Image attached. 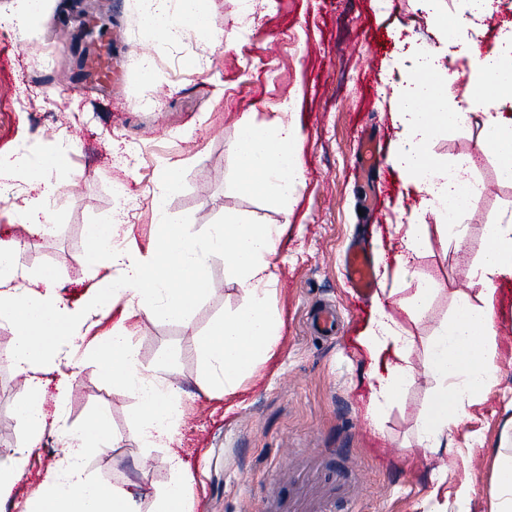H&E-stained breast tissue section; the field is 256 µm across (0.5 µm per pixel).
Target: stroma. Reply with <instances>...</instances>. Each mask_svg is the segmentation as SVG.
Masks as SVG:
<instances>
[{
	"instance_id": "stroma-1",
	"label": "stroma",
	"mask_w": 512,
	"mask_h": 512,
	"mask_svg": "<svg viewBox=\"0 0 512 512\" xmlns=\"http://www.w3.org/2000/svg\"><path fill=\"white\" fill-rule=\"evenodd\" d=\"M102 2L90 53L103 56L111 75L95 83L89 58H80L74 43L83 19L62 0H49L28 32L0 28V155L47 139L66 157V171L52 175L54 191L46 199L51 232L0 221V238L25 242L27 270L54 267L57 294L75 308L94 283L85 228L111 213L116 185L125 187L126 225L142 248L159 220L150 206L162 189L159 172L171 164L180 169L181 189L169 197L167 215L190 233L204 236L228 213L286 224L270 299L282 338L261 377L244 383L239 407L200 389L194 349L195 336L244 302L222 254L207 260L210 290L189 322L143 315L128 322L142 367L154 369L160 354L170 355L163 377L189 403L174 447L194 475L195 512H424L441 461L478 439L485 451L467 464L475 481L470 512H491L493 450L503 432H512V283L497 291L496 378L438 453L417 443L418 418L434 387L419 368L422 348L468 289L466 270L481 255L486 225L512 210V184L499 180L495 156L483 154L480 125L436 140L440 155L479 158L473 176L483 191L459 245L434 216L419 211V194L388 163L358 167L362 128H370L384 158L396 138L391 98L401 81L402 41L421 50L437 45L418 0H389L383 10L376 0H270L247 28L236 0H203L211 31L189 32L176 45L143 30L136 0ZM510 29L512 0H494L470 32L472 46L449 43L458 71L468 72L472 48L488 50ZM144 54L160 63L149 82L137 66ZM289 96L303 133L304 181L286 208L238 191L233 144L244 114L273 119ZM401 221L423 225L427 248L418 269L440 292L427 317L396 314L420 347L411 358L417 372L374 426L367 417L372 359L358 341L372 304L358 302L343 259L352 247L373 258L382 251L394 256L391 226ZM326 307L336 326L321 335L313 322ZM44 377L52 390L60 380L69 383L61 426L78 429L90 412L108 414L122 442L87 459L86 467L105 483L137 492L141 512H150L170 471L166 449L141 447L130 432L134 395L113 388L97 363L79 354L66 355ZM20 394L17 375L0 361V437L8 442L24 436L14 411ZM63 455L60 442L46 439L0 512H22Z\"/></svg>"
}]
</instances>
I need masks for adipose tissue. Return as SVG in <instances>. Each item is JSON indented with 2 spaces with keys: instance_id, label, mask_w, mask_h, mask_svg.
I'll return each instance as SVG.
<instances>
[{
  "instance_id": "adipose-tissue-1",
  "label": "adipose tissue",
  "mask_w": 512,
  "mask_h": 512,
  "mask_svg": "<svg viewBox=\"0 0 512 512\" xmlns=\"http://www.w3.org/2000/svg\"><path fill=\"white\" fill-rule=\"evenodd\" d=\"M138 2L143 29L169 44L180 43L189 30L211 28L210 19L198 8L200 0ZM420 2L439 46L427 52L412 49L406 55L410 65L393 97V120L399 132L389 162L404 184L419 193L422 212L434 215L439 228L460 241L465 235L464 218L481 194L471 176L474 163L468 157L447 160L436 155L432 145L470 121L474 101L495 102L497 111L484 113L481 121L482 145L496 156L501 177L512 179V117L503 113L504 107L512 108V33L503 35L488 53L474 54L464 96L451 97L448 87L457 71L443 45L450 40L466 42L467 25L449 18L444 0ZM294 105V99L286 98L275 119L260 121L248 113L239 120L233 151L240 193L284 205L293 199L304 179L301 130L290 119ZM64 167L60 155L16 154L6 170L20 174L29 184L46 186L51 171ZM125 217L124 207L118 206L104 222L88 226L86 248L110 274L95 283L82 305L73 309L55 291V269L38 270L31 285L18 283L24 268L23 249L15 240L0 239V325H8L13 333L5 359L27 376L16 402L25 436L11 448L12 467L0 468V501L10 496L27 458L46 433L56 434L65 448L63 459L47 472L25 512H140L131 492L119 485L107 486L86 469L88 457L120 442L111 432L107 415L91 414L80 430L69 431L49 422L43 405L40 369L53 363L62 347H83L96 316L121 306L131 317L191 318L209 289L206 260L219 252L244 303L195 339L204 392L227 399L235 396L244 382L260 373L280 342V324L270 308V297L278 278L273 258L284 233L282 226L228 214L200 238L185 225L164 219L143 251L121 243L118 228ZM399 245L397 271L415 280L416 287L408 296L395 288L387 299H376L361 335L363 346L375 359L385 351L393 353L385 365L375 363L367 373L375 407L397 399L414 377L410 357L416 341L389 313V303H396L408 317L421 319L431 312L438 293L434 281L416 267L426 247L420 225H403ZM467 277L471 292L459 294L453 316L424 350L423 371L435 383L418 421V442L424 448L440 447L451 427L466 417L467 406L495 377L499 320L495 293L497 281L512 279L511 210L487 225L482 255L470 264ZM87 354L97 358L106 381L135 395L137 403L129 416L135 437L147 448L168 447L187 402L178 385L158 377L166 360H158L157 371L142 369L133 336L121 323L100 336ZM168 464L171 479L156 491L152 512H193L190 471L175 453L169 454Z\"/></svg>"
}]
</instances>
